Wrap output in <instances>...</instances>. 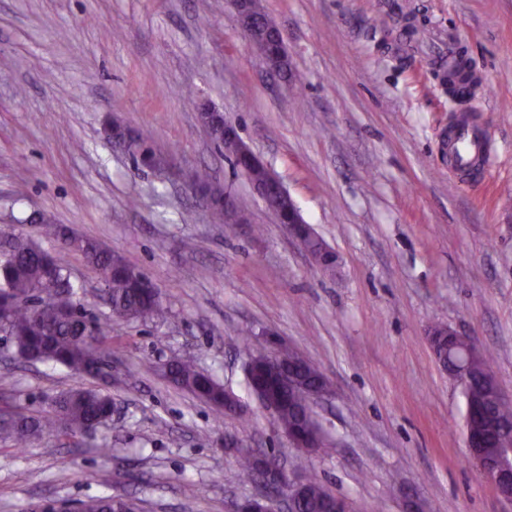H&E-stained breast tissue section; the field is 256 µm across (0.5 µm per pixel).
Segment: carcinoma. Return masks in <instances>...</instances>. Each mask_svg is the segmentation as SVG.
<instances>
[{
	"label": "carcinoma",
	"mask_w": 512,
	"mask_h": 512,
	"mask_svg": "<svg viewBox=\"0 0 512 512\" xmlns=\"http://www.w3.org/2000/svg\"><path fill=\"white\" fill-rule=\"evenodd\" d=\"M251 9L254 16L252 38L278 55V44L272 37L275 24L264 11L261 0H251ZM112 130L115 137L128 139L134 152L141 153L134 158L135 163L157 162L140 133L119 124L113 125ZM208 130L233 167L245 170L254 183L268 180L266 168L236 156L234 145L224 141L223 125L217 122L209 125ZM39 224L43 236L60 237L64 239V246L62 251L50 254L24 233L11 235L9 249L0 252V333L8 336L17 354L26 361L52 362L81 377L96 378L115 357L108 343L112 326L128 319L161 322L167 317V308L152 283L121 256L90 239L68 235L46 215L40 217ZM67 251L81 253L90 265L104 274L112 309L111 324L98 323L74 303ZM488 364L489 357L484 355L470 365V383L464 392L466 425L474 429L479 428L480 418L473 404L485 390V366ZM245 378L253 393L278 402V422L283 428H297L309 435L314 448H304L302 452L316 453L325 447L322 433L315 427L309 401V393L323 383V373L315 364L307 359L292 364L288 375L282 377L253 361L245 369ZM170 381L224 409L225 389L190 362H173ZM111 414V394L77 386L56 397L44 416L13 414L1 418L0 440L25 443L57 430L62 422L72 429L91 428L104 424ZM270 466H278L276 457L256 455L248 450L239 452L238 477L243 482L257 481ZM335 499L336 495L317 480L307 478L293 508L295 512H327L329 503ZM81 512H136V504L122 497H95L81 502Z\"/></svg>",
	"instance_id": "obj_1"
}]
</instances>
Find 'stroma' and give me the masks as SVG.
<instances>
[{"label":"stroma","mask_w":512,"mask_h":512,"mask_svg":"<svg viewBox=\"0 0 512 512\" xmlns=\"http://www.w3.org/2000/svg\"><path fill=\"white\" fill-rule=\"evenodd\" d=\"M288 50L272 74L227 0H0V235L39 213L122 254L162 294L166 321H124L94 432L0 442V512L134 499L140 512H233L237 437L344 498L351 512H512L469 460L464 395L427 333L444 324L491 356L512 401V0H263ZM454 34L479 82L448 96ZM237 125L305 223L336 253L319 269L202 126ZM486 127L479 176L448 173L461 109ZM119 120L165 165L138 166L105 133ZM209 169L250 215L216 224L190 174ZM79 300L108 321L98 270L70 255ZM283 344L332 395L314 406L327 447L300 456L250 392V355ZM193 360L241 402L227 415L173 385ZM0 335V411L37 415L76 384ZM111 447L104 456L103 447Z\"/></svg>","instance_id":"1"}]
</instances>
